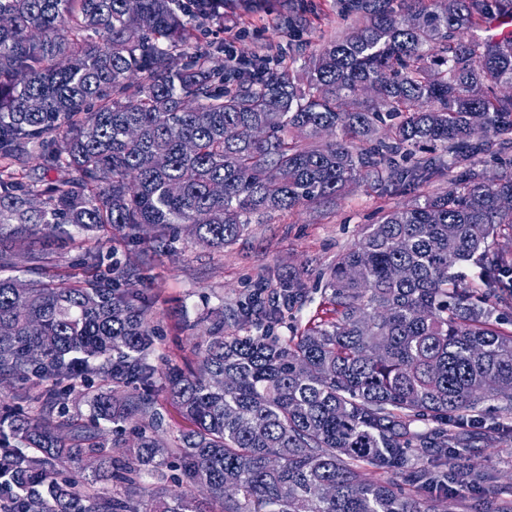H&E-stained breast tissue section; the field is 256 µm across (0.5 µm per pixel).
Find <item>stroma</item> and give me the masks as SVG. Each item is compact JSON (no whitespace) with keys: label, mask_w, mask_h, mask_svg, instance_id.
Here are the masks:
<instances>
[{"label":"stroma","mask_w":512,"mask_h":512,"mask_svg":"<svg viewBox=\"0 0 512 512\" xmlns=\"http://www.w3.org/2000/svg\"><path fill=\"white\" fill-rule=\"evenodd\" d=\"M285 16L294 18L292 28L272 27V19ZM190 22L198 35L196 49L209 52L219 67L232 57L303 58L324 39L351 29L340 0H224L223 20L194 15ZM447 187L446 180L439 179L385 193L357 182L335 201L255 216L242 237L221 249L193 244L181 235L157 242L148 235L139 239L116 232L103 240L98 233L70 225L64 243L48 247L42 264L62 284L87 253L96 252L101 258L100 272L128 269L137 288L153 296L156 334L149 360L159 371L153 392L165 436L174 441L191 424L168 395L162 373L193 359L202 335L197 322L203 313L221 306L228 310L245 307L251 294L296 277L312 302L285 312L271 327L274 334L291 335L315 315L325 273L354 245L363 225L377 223L383 210L413 204ZM472 461L494 476L484 497L512 499L511 436L493 448L476 444Z\"/></svg>","instance_id":"obj_1"}]
</instances>
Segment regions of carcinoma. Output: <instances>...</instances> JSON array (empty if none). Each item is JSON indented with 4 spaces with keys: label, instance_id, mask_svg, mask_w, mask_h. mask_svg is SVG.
Returning a JSON list of instances; mask_svg holds the SVG:
<instances>
[{
    "label": "carcinoma",
    "instance_id": "1",
    "mask_svg": "<svg viewBox=\"0 0 512 512\" xmlns=\"http://www.w3.org/2000/svg\"><path fill=\"white\" fill-rule=\"evenodd\" d=\"M175 2L0 0V236L150 226L221 249L258 212L359 180L404 189L494 142L512 148V94L499 91L512 36L475 35L512 19V0H343L351 33L301 65L242 68L191 51ZM324 127L333 142L315 140ZM438 148L421 165L395 159ZM32 156L59 178L10 171ZM506 195L512 174L468 169L384 212L330 268L322 316L291 336L266 327L309 301L298 279L230 312L229 330L222 311L201 320L196 367L165 375L194 425L172 445L147 360L153 302L127 273H96L90 254L68 286L0 275V384L38 403L0 412L13 441L0 445L3 512H130L103 482L130 490L150 467L179 470L184 491L146 493L143 512H448L452 486L490 479L470 463L476 436L512 433V258L494 247L512 226ZM91 377L81 422L62 383Z\"/></svg>",
    "mask_w": 512,
    "mask_h": 512
}]
</instances>
